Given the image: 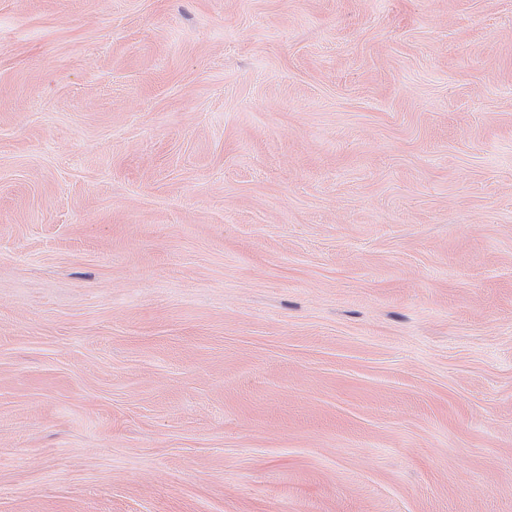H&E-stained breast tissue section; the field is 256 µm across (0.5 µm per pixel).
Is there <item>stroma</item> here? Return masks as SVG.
I'll return each instance as SVG.
<instances>
[{
	"instance_id": "1",
	"label": "stroma",
	"mask_w": 512,
	"mask_h": 512,
	"mask_svg": "<svg viewBox=\"0 0 512 512\" xmlns=\"http://www.w3.org/2000/svg\"><path fill=\"white\" fill-rule=\"evenodd\" d=\"M0 512H512V0H0Z\"/></svg>"
}]
</instances>
